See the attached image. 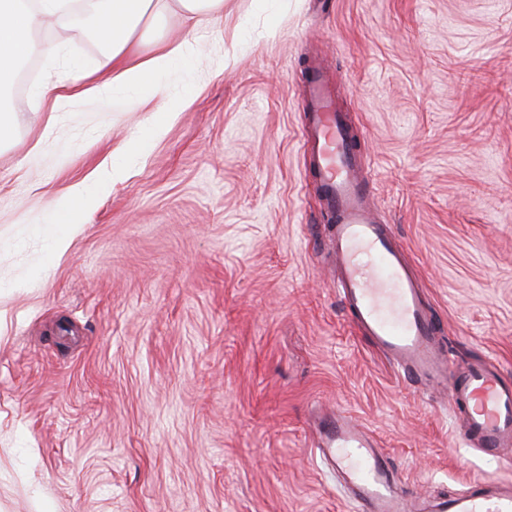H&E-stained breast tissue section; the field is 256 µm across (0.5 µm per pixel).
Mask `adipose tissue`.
Listing matches in <instances>:
<instances>
[{"label": "adipose tissue", "mask_w": 512, "mask_h": 512, "mask_svg": "<svg viewBox=\"0 0 512 512\" xmlns=\"http://www.w3.org/2000/svg\"><path fill=\"white\" fill-rule=\"evenodd\" d=\"M65 7V0H0V94L13 87L24 61L36 55L54 56L55 45L36 40L34 34L54 25ZM174 7L194 19L221 12L224 0H89L88 10L105 45L108 75L76 72L46 84L36 94V109L56 112L80 101L105 98L119 86L156 96V77L192 54L197 45L189 35L179 43H157L149 53H139L143 35ZM163 129L160 120L146 125L124 146L121 160L100 173L95 188L76 189L78 205L63 198L54 201L52 209L59 223H80L82 214L94 206L99 190L122 180L130 163L151 149Z\"/></svg>", "instance_id": "obj_1"}]
</instances>
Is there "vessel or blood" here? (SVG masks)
<instances>
[{
	"label": "vessel or blood",
	"mask_w": 512,
	"mask_h": 512,
	"mask_svg": "<svg viewBox=\"0 0 512 512\" xmlns=\"http://www.w3.org/2000/svg\"><path fill=\"white\" fill-rule=\"evenodd\" d=\"M309 113L306 140L322 204L335 226L336 288L359 333L368 336L406 378L448 385L449 402L464 411L467 431L490 456L512 447V384L498 368L477 363L449 381L450 360L437 344V321L407 261L393 225L374 207L349 126L336 109L326 65L318 63L302 88ZM322 457L340 479L354 512H409L398 492L390 461L373 435L339 413L325 416L318 430ZM430 512H512V493L480 489L443 497Z\"/></svg>",
	"instance_id": "b4317fda"
}]
</instances>
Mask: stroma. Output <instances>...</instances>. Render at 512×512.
<instances>
[{
  "mask_svg": "<svg viewBox=\"0 0 512 512\" xmlns=\"http://www.w3.org/2000/svg\"><path fill=\"white\" fill-rule=\"evenodd\" d=\"M38 81L95 71L74 13ZM160 88L48 115L34 85L0 145V512H352L319 411L367 427L415 507L512 453L473 449L446 391L352 326L301 100L327 61L371 199L454 360L512 379V0H224ZM176 102L178 109L167 112ZM163 134L65 250L51 204L94 187L153 115Z\"/></svg>",
  "mask_w": 512,
  "mask_h": 512,
  "instance_id": "obj_1",
  "label": "stroma"
}]
</instances>
